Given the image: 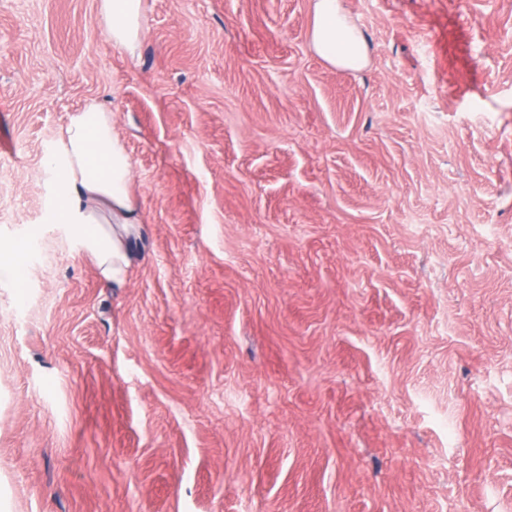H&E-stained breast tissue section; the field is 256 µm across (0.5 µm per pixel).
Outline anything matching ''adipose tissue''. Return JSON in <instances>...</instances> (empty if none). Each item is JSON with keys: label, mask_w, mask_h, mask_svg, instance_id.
Here are the masks:
<instances>
[{"label": "adipose tissue", "mask_w": 512, "mask_h": 512, "mask_svg": "<svg viewBox=\"0 0 512 512\" xmlns=\"http://www.w3.org/2000/svg\"><path fill=\"white\" fill-rule=\"evenodd\" d=\"M99 11L112 45L135 52L145 35L143 0H99ZM312 12L314 51L333 66L360 69L366 62L364 43L342 0H314ZM44 165L55 183L53 222L73 226L101 275L123 282L140 215L131 189L132 160L111 113L95 102L72 113Z\"/></svg>", "instance_id": "ef3b65f1"}]
</instances>
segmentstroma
<instances>
[{"instance_id":"stroma-1","label":"stroma","mask_w":512,"mask_h":512,"mask_svg":"<svg viewBox=\"0 0 512 512\" xmlns=\"http://www.w3.org/2000/svg\"><path fill=\"white\" fill-rule=\"evenodd\" d=\"M0 0V512H512V0ZM142 224H46L88 101ZM99 11L112 46L135 52L145 35L143 0H99ZM311 43L329 64L357 70L366 63L363 40L350 22L342 0H313Z\"/></svg>"}]
</instances>
